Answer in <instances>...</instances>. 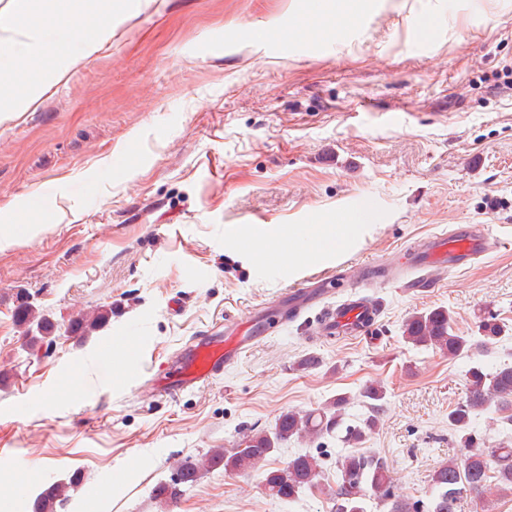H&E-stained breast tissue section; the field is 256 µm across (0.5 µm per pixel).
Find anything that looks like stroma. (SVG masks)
Listing matches in <instances>:
<instances>
[{
	"label": "stroma",
	"mask_w": 512,
	"mask_h": 512,
	"mask_svg": "<svg viewBox=\"0 0 512 512\" xmlns=\"http://www.w3.org/2000/svg\"><path fill=\"white\" fill-rule=\"evenodd\" d=\"M112 37L32 112L0 122V470L29 476L0 512H31L48 482L79 477L65 512H334L340 441L291 440L269 458L323 460L319 489L286 504L259 474L214 469L177 510L156 494L177 462L233 448L282 411L311 410L384 387L357 452L385 462L402 498L428 499L456 455L448 413L466 394L469 358L402 337L413 313L442 307L475 335L492 312L505 338L480 355L512 364V0H371L352 23L292 41L280 31L304 0H142ZM379 219L336 258L293 268L257 261L291 225ZM491 225L497 248L426 292L372 289L369 337L321 335L315 304L212 384L173 398L115 386L193 336L282 300L287 289L352 266L403 262L416 239ZM64 324L100 305L110 324L29 351L17 293ZM316 357L317 366L301 362Z\"/></svg>",
	"instance_id": "35a3bbf8"
}]
</instances>
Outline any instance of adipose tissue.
Here are the masks:
<instances>
[{
  "label": "adipose tissue",
  "mask_w": 512,
  "mask_h": 512,
  "mask_svg": "<svg viewBox=\"0 0 512 512\" xmlns=\"http://www.w3.org/2000/svg\"><path fill=\"white\" fill-rule=\"evenodd\" d=\"M33 1L12 0L11 9L0 14V121L10 113L31 108L71 66L96 54L112 34L114 8H129L127 0L118 5L112 0H37L42 4L44 24L42 32L35 34L25 26ZM88 27L97 30V40L83 42L79 50H72L69 35ZM29 53L39 55L44 67L25 78L16 72L15 60ZM363 231V225L342 224L329 217L312 225L306 234L285 233L269 259L296 263L332 254L355 243Z\"/></svg>",
  "instance_id": "1"
}]
</instances>
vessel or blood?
Wrapping results in <instances>:
<instances>
[{"mask_svg": "<svg viewBox=\"0 0 512 512\" xmlns=\"http://www.w3.org/2000/svg\"><path fill=\"white\" fill-rule=\"evenodd\" d=\"M496 242L490 226L459 224L449 233L434 235L415 241L409 248L411 263L407 275L401 276L402 287L410 291H423L434 287L448 270L462 267L489 251ZM352 278L360 289L337 296L332 278H324L319 290L301 287L289 293L292 315H300L312 302L336 298V305L327 312L323 328L331 336H359L374 321L377 309L366 294L375 287L378 276L374 269L361 268ZM263 309H255L243 322H233L221 335L200 334L190 344L157 368L152 376L156 393L176 396L201 389L221 378L236 366L243 353L267 338L262 327Z\"/></svg>", "mask_w": 512, "mask_h": 512, "instance_id": "vessel-or-blood-1", "label": "vessel or blood"}]
</instances>
